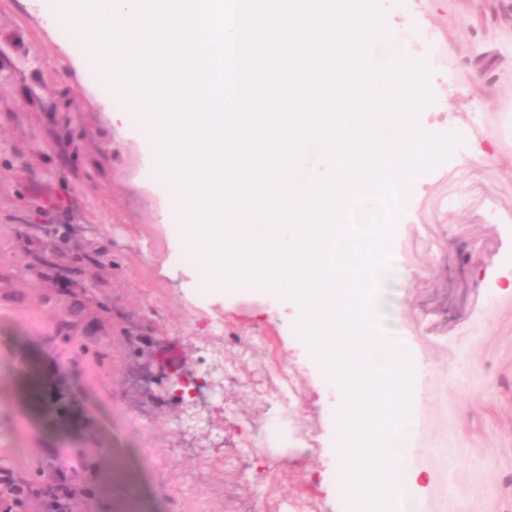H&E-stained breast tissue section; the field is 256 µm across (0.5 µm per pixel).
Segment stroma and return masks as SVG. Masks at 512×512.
I'll use <instances>...</instances> for the list:
<instances>
[{
    "mask_svg": "<svg viewBox=\"0 0 512 512\" xmlns=\"http://www.w3.org/2000/svg\"><path fill=\"white\" fill-rule=\"evenodd\" d=\"M379 5L375 63L426 61L418 124L462 138L394 216L375 295L425 368L415 512H512V0ZM57 30L49 0H0V479L26 485L21 512L60 460L85 512H349L341 393L270 290L173 265L146 116ZM181 376L203 397L176 400Z\"/></svg>",
    "mask_w": 512,
    "mask_h": 512,
    "instance_id": "stroma-1",
    "label": "stroma"
}]
</instances>
